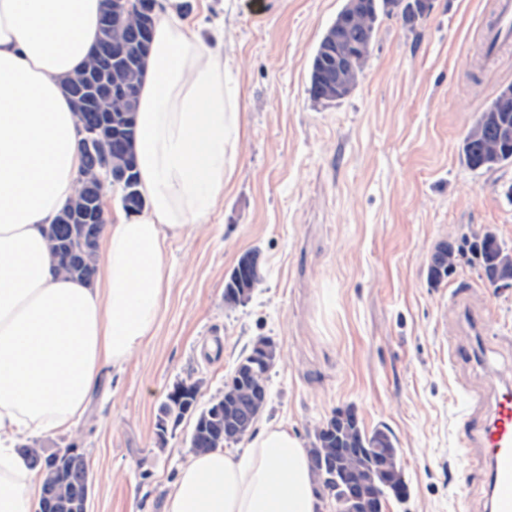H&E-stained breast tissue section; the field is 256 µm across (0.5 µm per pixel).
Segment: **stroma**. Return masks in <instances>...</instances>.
<instances>
[{
	"label": "stroma",
	"mask_w": 512,
	"mask_h": 512,
	"mask_svg": "<svg viewBox=\"0 0 512 512\" xmlns=\"http://www.w3.org/2000/svg\"><path fill=\"white\" fill-rule=\"evenodd\" d=\"M343 0H187L200 33H224L228 80L240 89L233 174L205 224L170 240L162 314L148 343L113 373L76 434L93 476L88 512H163L191 453V419L158 410L173 386L221 395L258 337L281 352L259 425L303 441L336 410L365 431L388 429L410 494L385 512H486L485 468L463 449L460 415L489 416L512 381V290L493 293L459 262L429 283L442 240L491 229L512 248V166H467L463 138L501 86L512 44L484 58L493 0H433L414 29L382 17L361 79L343 100L310 99L312 52ZM259 251L250 300L224 305V278ZM479 315L480 330L465 309Z\"/></svg>",
	"instance_id": "35a3bbf8"
}]
</instances>
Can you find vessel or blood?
Instances as JSON below:
<instances>
[{"label":"vessel or blood","instance_id":"1","mask_svg":"<svg viewBox=\"0 0 512 512\" xmlns=\"http://www.w3.org/2000/svg\"><path fill=\"white\" fill-rule=\"evenodd\" d=\"M485 41L494 49L512 42V0H494ZM458 437L462 444L476 445L483 453L491 512H512V385L500 387L487 420H463Z\"/></svg>","mask_w":512,"mask_h":512}]
</instances>
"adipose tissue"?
<instances>
[{
    "instance_id": "ef3b65f1",
    "label": "adipose tissue",
    "mask_w": 512,
    "mask_h": 512,
    "mask_svg": "<svg viewBox=\"0 0 512 512\" xmlns=\"http://www.w3.org/2000/svg\"><path fill=\"white\" fill-rule=\"evenodd\" d=\"M181 4L164 0L139 86L147 207L104 225L89 284L57 269L47 230L81 168L62 82L97 42L100 0H0V512H30L41 492L19 446L72 433L109 372L152 336L166 243L206 223L232 175L239 94ZM315 489L302 441L269 424L244 452L190 455L164 512H329Z\"/></svg>"
}]
</instances>
